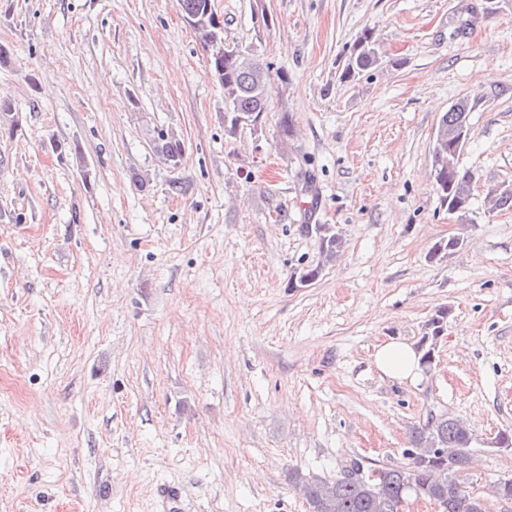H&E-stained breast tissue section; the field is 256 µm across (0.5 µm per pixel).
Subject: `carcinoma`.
I'll return each mask as SVG.
<instances>
[{"label":"carcinoma","instance_id":"obj_1","mask_svg":"<svg viewBox=\"0 0 512 512\" xmlns=\"http://www.w3.org/2000/svg\"><path fill=\"white\" fill-rule=\"evenodd\" d=\"M193 30L209 48L217 38H224V29L214 28L211 21H199ZM379 52L372 32L362 33L346 60L341 77L350 79L376 65ZM212 70L224 87V119L233 133L239 129L236 117L249 112H266L271 94L269 64L247 49L237 57L209 59ZM472 106L466 100L454 104L438 123L436 134L443 136V152H432L433 178L440 204L449 210L465 212L471 201L473 175L459 167L448 169V133L470 131ZM150 144L158 159L173 168L185 154L184 142L164 130L152 129ZM344 239L335 233L322 249V263L304 268L305 276L316 281L322 266L336 261ZM449 310L438 309L433 319L436 326L427 330L422 341L435 348L439 333L445 331ZM473 433L458 419L446 414H432L426 424L411 433L413 448L407 450L408 462L395 467L377 466L381 477L369 481L365 473L371 467L356 460L346 472L334 480H308L297 470L290 479L305 498L308 512H398L401 502L414 493L445 504L443 512H487L483 500L468 490L461 473L470 461L474 446ZM494 496L501 502L512 503V478L496 480Z\"/></svg>","mask_w":512,"mask_h":512}]
</instances>
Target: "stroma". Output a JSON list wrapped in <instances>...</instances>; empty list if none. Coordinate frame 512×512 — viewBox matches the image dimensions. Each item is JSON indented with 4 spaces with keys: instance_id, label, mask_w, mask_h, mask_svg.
<instances>
[{
    "instance_id": "obj_1",
    "label": "stroma",
    "mask_w": 512,
    "mask_h": 512,
    "mask_svg": "<svg viewBox=\"0 0 512 512\" xmlns=\"http://www.w3.org/2000/svg\"><path fill=\"white\" fill-rule=\"evenodd\" d=\"M214 7L273 77L232 134L179 0H0V512H155L164 484L181 512H308L289 470L402 464L433 412L466 421L464 481L512 512L490 495L512 476L492 445L512 429V207L489 197L512 186V0ZM367 29L378 63L340 80ZM463 98L474 180L452 214L432 148ZM150 125L183 140L178 168ZM311 224L345 244L292 289L321 265ZM442 307L431 371L379 372L376 347L420 344ZM332 238L328 241L325 248L322 249V265L330 264L336 261V257L342 251L344 246V239L342 234L336 230L335 234H332ZM322 265L317 264L314 267H306L301 270L305 272V276L309 277L311 281L316 282L322 272ZM311 281L307 278H302L300 280V285L297 288H307V286L311 283Z\"/></svg>"
}]
</instances>
